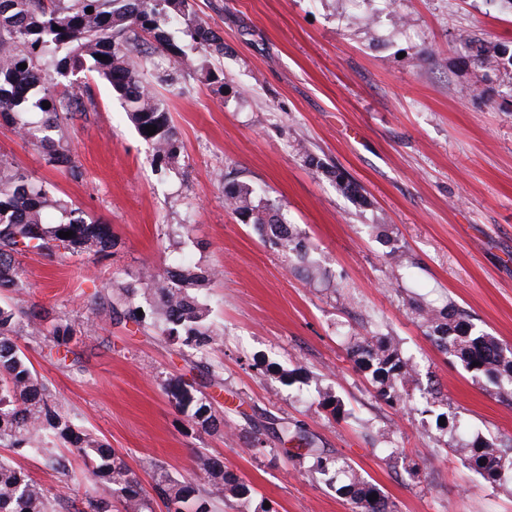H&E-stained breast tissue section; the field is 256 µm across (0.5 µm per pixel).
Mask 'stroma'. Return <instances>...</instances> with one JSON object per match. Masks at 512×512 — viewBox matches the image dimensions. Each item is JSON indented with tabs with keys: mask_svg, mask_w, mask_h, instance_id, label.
<instances>
[{
	"mask_svg": "<svg viewBox=\"0 0 512 512\" xmlns=\"http://www.w3.org/2000/svg\"><path fill=\"white\" fill-rule=\"evenodd\" d=\"M196 15L224 39V90L177 70L166 57H139L140 75L165 100L183 149L156 174L152 150L120 99L89 79L88 114L63 130L82 178L48 163L36 147L0 125V157L55 185L91 220L109 225L108 256L18 255L20 294L53 323H69L76 363L47 355L42 338L17 325L16 341L62 411L107 442L151 488L154 463L190 476L203 451L248 481L278 512H352L305 468L278 453L257 457L245 438L192 426L171 395L180 388L216 397L234 427L264 410L304 423L321 447L373 480L397 512H512V483L491 488L461 462L455 434L430 418L376 397L348 347L355 334L384 325L438 388L442 408L471 431L512 438V406L425 336L409 297L449 298L486 331L512 346V72L481 77L458 43L462 32L512 49V10L488 0H192ZM482 82L484 92L467 89ZM345 169L366 207L308 169L296 151ZM251 184L282 205L315 247L324 278L306 281L252 226L224 206V184ZM391 224L412 266L393 269L378 237ZM191 262L218 270L206 292L224 337L209 360L223 387L207 385L190 350L157 330L117 322L112 286L143 267ZM301 369L292 384L254 362ZM343 411L319 408L325 394ZM389 434L407 459L380 449ZM447 448L445 457L434 456ZM13 457L68 512H84L91 492L81 457L67 475L39 456Z\"/></svg>",
	"mask_w": 512,
	"mask_h": 512,
	"instance_id": "obj_1",
	"label": "stroma"
}]
</instances>
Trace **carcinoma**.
<instances>
[{"label": "carcinoma", "mask_w": 512, "mask_h": 512, "mask_svg": "<svg viewBox=\"0 0 512 512\" xmlns=\"http://www.w3.org/2000/svg\"><path fill=\"white\" fill-rule=\"evenodd\" d=\"M89 7L93 11L88 14ZM175 17L182 20L185 44L168 31ZM55 25L60 30H54ZM459 44L480 70L512 68V53L491 49L473 34L460 35ZM144 45L167 53L178 66L224 88L219 70L208 61L224 56V40L197 18L191 0H0V121L13 125L22 140L41 148L49 162L73 178H81L83 172L59 133L88 112L84 97L89 89L68 80L70 74L86 70L105 79L125 103L129 119L152 147L155 171L170 169L180 158L182 143L164 101L146 88L130 59V54ZM22 63L27 68H19ZM44 101L50 108H43ZM147 125L156 126V133L148 135ZM299 153L307 166L335 184L353 205L367 204L364 188L338 166L304 146ZM224 204L286 255L293 270L308 279L320 273L314 246L288 222L281 207L256 196L254 188L239 181L224 185ZM61 231L73 235L61 238ZM112 247L109 225L87 220L80 208L56 198L53 186L33 180L0 158L1 292L18 291L16 256L25 252L52 256L64 250L72 255H103ZM214 276V271L195 264H181L163 272L142 269L131 282L113 290L110 312L116 320L159 329L167 339L192 350L199 363L216 377L218 372L207 357L223 332L211 320L204 298ZM409 305L440 351L455 358L474 377L490 383L495 393L512 405L511 348L479 330L472 314L452 300L440 306L414 298ZM15 314L16 306H0V445L19 454H40L50 469L63 474L66 461L47 446L46 439L51 438L82 457L92 486L104 489L88 497L89 512H152L150 498L126 462L61 411L50 384L31 369L14 339ZM25 316L31 334L44 337L49 357L66 366L71 325L48 327L46 312L35 307ZM349 354L369 375L384 403L411 410L421 405L423 412L433 413L432 403L420 387L417 366L379 325L354 338ZM177 407L206 432L232 429L224 414L205 397L184 393ZM249 422L246 440L254 456L269 452L265 433L271 431L284 445L285 455L324 479L336 495L353 505V512H394L393 503L377 484L363 477L345 458L317 447L302 424L280 422L267 415L262 421L251 418ZM461 451L465 464L491 488L501 486L512 474V438L498 443L493 437L477 434L465 441ZM155 469L154 492L167 512H213L219 503L233 508L253 497L252 488L243 479L202 452L194 457L193 478L189 480L171 476L160 464ZM0 512L60 509L42 484L0 460Z\"/></svg>", "instance_id": "obj_1"}]
</instances>
